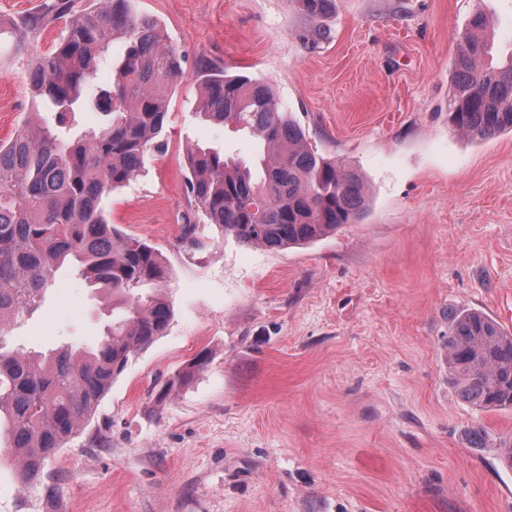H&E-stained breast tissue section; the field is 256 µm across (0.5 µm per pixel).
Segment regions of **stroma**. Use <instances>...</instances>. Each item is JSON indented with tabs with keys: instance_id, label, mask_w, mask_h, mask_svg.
I'll use <instances>...</instances> for the list:
<instances>
[{
	"instance_id": "stroma-1",
	"label": "stroma",
	"mask_w": 512,
	"mask_h": 512,
	"mask_svg": "<svg viewBox=\"0 0 512 512\" xmlns=\"http://www.w3.org/2000/svg\"><path fill=\"white\" fill-rule=\"evenodd\" d=\"M184 57L146 169L103 200L165 257L174 315L46 469L60 512H512V466L470 432L512 438V410L461 400L448 328L469 309L512 331V133L448 122L452 62L476 11L512 53V0H335L326 36L291 0H138ZM270 85L326 158L356 170L366 208L317 241L247 247L200 225L184 156L252 160L244 133L200 121L196 64ZM32 110L24 70L0 67V139ZM111 303L68 266L12 347L94 344ZM207 367L156 395L198 353ZM0 512H41L0 465Z\"/></svg>"
}]
</instances>
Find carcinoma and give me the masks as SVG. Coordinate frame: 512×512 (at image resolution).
Listing matches in <instances>:
<instances>
[{"instance_id":"obj_1","label":"carcinoma","mask_w":512,"mask_h":512,"mask_svg":"<svg viewBox=\"0 0 512 512\" xmlns=\"http://www.w3.org/2000/svg\"><path fill=\"white\" fill-rule=\"evenodd\" d=\"M291 2L315 23L300 38L316 46L324 35L318 23L333 0ZM68 11L69 0H52L20 26L34 35L47 17ZM486 29L476 12L455 57L448 102V122L473 140L512 132V56L490 61ZM117 39L125 50L114 60L109 48ZM11 52L23 62L32 104L55 114L54 124L27 122L0 142V434L9 435L0 455L13 460L17 484L28 491L95 415L129 362L172 321L173 305L161 288L170 272L162 253L112 224L102 200L140 174L149 151L162 149L169 89L182 74L183 56L136 0H102L74 15L46 53H34L24 39L13 42ZM105 63L115 73L110 85L98 81ZM198 71L200 118L258 144L253 168L211 147L187 151V192L204 223L245 246L276 249L359 221L361 176L314 151L269 85L228 76L208 61ZM86 112L99 114L97 125H84ZM64 264L109 294L112 322L102 338L46 352L6 347L3 336L40 307ZM207 363L208 355L198 354L160 398ZM448 370L467 403L512 409V333L493 319L476 310L451 316Z\"/></svg>"}]
</instances>
